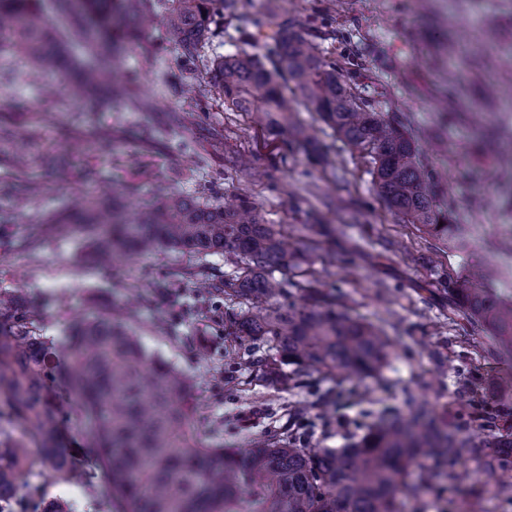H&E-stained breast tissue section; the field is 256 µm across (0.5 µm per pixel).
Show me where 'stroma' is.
<instances>
[{"instance_id": "1", "label": "stroma", "mask_w": 512, "mask_h": 512, "mask_svg": "<svg viewBox=\"0 0 512 512\" xmlns=\"http://www.w3.org/2000/svg\"><path fill=\"white\" fill-rule=\"evenodd\" d=\"M274 18L306 33L323 57L347 70L375 111L404 113L413 129L446 145L436 163L467 226L460 248H441L392 213L374 191L363 155L335 138L314 113L302 111L298 118L333 157L327 168L310 164L284 140L271 151L258 146L250 117L225 108L209 76L212 58L257 52L251 35ZM212 28L192 63L180 59L160 26L117 59L119 68L142 79L145 96L138 107L115 104L91 111L44 97L41 87L54 72L50 63L32 77L12 60L16 81L0 86V113L43 115L30 128L28 169L38 176L41 191L26 214L0 224V291L22 294L25 306L40 313L37 335L59 345L55 403L71 399L62 343L73 321L126 306L142 292L151 305L131 311L126 326L149 354L192 379L200 415L191 429L201 447L247 448L270 430L284 434L300 422L309 447L341 448L383 413L405 414L425 401L441 425L461 439L511 432L512 422L496 414L475 418L466 409L472 401L502 408L488 380L498 353L484 327L449 309L442 284L473 265L492 264L504 271L496 291L512 299V173H503L499 157L477 147L482 127L497 123L507 128L512 155V95L487 98L467 77L489 28L496 36L498 77L512 85V0H428L422 10L416 0H237L234 11L214 16ZM167 72L194 87L190 95L169 93L172 107L182 111L206 102L208 109L197 120L223 133L220 147L198 134L155 125L153 92ZM248 151L261 177L236 169L237 155ZM89 166L134 185L139 203L167 191L218 199L249 195L293 247L312 245L310 263L290 271L292 280H320L346 298L353 317L394 336L389 366L380 377L344 378L335 386L326 381L312 387L306 373L297 374L288 388L270 385L250 364L265 355L266 345L238 343L229 321L233 303L196 287L198 279L235 271L232 257L162 250L116 273L94 264L89 239L77 234L51 235L35 251L19 252L16 243L26 235L31 214L61 211L90 189L84 175ZM312 210L322 212L335 232L310 230ZM322 390L331 391L332 402L319 412ZM86 436L76 420H61L55 445L79 480L59 482L34 465L26 476L29 512H43L52 501L66 502L71 512H106L103 473L83 450ZM458 473L439 495H401V512H512L511 499L487 492L477 460Z\"/></svg>"}]
</instances>
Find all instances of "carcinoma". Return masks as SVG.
I'll return each instance as SVG.
<instances>
[{
	"label": "carcinoma",
	"instance_id": "1",
	"mask_svg": "<svg viewBox=\"0 0 512 512\" xmlns=\"http://www.w3.org/2000/svg\"><path fill=\"white\" fill-rule=\"evenodd\" d=\"M159 3L181 57L193 61L213 16L235 0ZM151 25L149 0H0V57H21L35 75L58 55L65 36L92 62L76 59L58 69L49 92L70 101L136 105L143 100L141 86L120 75L113 61ZM256 36L259 53L212 61L224 105L256 117L263 143L286 133L289 142L305 148L307 138L294 116L296 105H303L369 158L374 188L391 211L445 246L458 238L462 225L455 205L405 117L375 111L349 74L326 62L288 22ZM197 111L205 108L164 112L158 123L191 129ZM3 191L24 203L38 195L40 185L19 180ZM126 191L112 185L110 206L99 197L80 199L82 218L75 221L63 212L34 216L18 249L34 251L45 236L72 222L89 231L98 260L114 270L132 257L168 248L233 255L241 267L207 281L202 291L238 305L231 323L237 335L267 346L253 365L271 384L291 382L283 371L287 365L327 381L374 375L388 365L390 337L351 319L342 299L323 293L317 283L288 281V270L311 260L313 246L288 249L247 196L227 204L160 193L127 223L115 203ZM494 276L493 270L461 275L448 291L469 319L488 326L499 347L512 354V300L485 287ZM293 288L303 294L300 305ZM120 317L115 307L66 336L71 413L87 426L85 450L105 474L109 512H399L402 489L426 492L455 478L468 458L480 461L495 494L512 496V444L488 434L472 446L440 427L425 406L406 417L379 418L344 448H309L299 435L275 432L244 451L202 448L188 428L195 412L190 378L149 356ZM34 322L17 295L0 292V497H12V512H27L30 485L22 476L34 453L55 459L50 475L56 480L74 479L54 447L60 411L50 402L49 379L56 345L34 335ZM16 424L38 448L13 439L7 428ZM411 466L426 479L407 483Z\"/></svg>",
	"mask_w": 512,
	"mask_h": 512
}]
</instances>
